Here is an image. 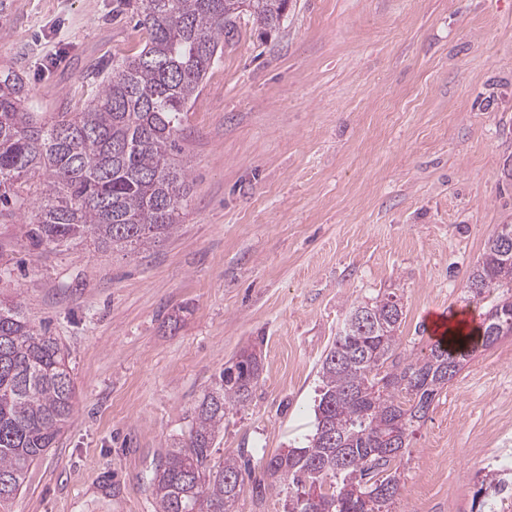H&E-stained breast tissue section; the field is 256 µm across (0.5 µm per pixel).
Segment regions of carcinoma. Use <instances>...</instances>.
<instances>
[{
  "mask_svg": "<svg viewBox=\"0 0 512 512\" xmlns=\"http://www.w3.org/2000/svg\"><path fill=\"white\" fill-rule=\"evenodd\" d=\"M241 0H143L148 42L104 75L79 112L37 119L23 77L0 72V217L24 205L18 183L40 175L25 236L34 246L92 240L102 248L146 245L177 228L189 167L181 153L184 112L237 27ZM249 17L266 35L280 28L288 0H252ZM512 252L488 239L464 291L489 300L479 340L442 341L422 357L399 352L403 306L393 292L352 303L350 329L321 360L316 430L302 447L263 460L270 486L288 487L289 512H392L402 496L403 448L453 376L479 349L512 336ZM261 361L252 353L220 371L197 403L187 436L168 447L152 478L157 512H236L248 463L212 460L226 412L247 403ZM75 388L63 349L20 305L0 302V504L19 495L30 466L53 447L73 415ZM502 483L484 472L480 491Z\"/></svg>",
  "mask_w": 512,
  "mask_h": 512,
  "instance_id": "obj_1",
  "label": "carcinoma"
}]
</instances>
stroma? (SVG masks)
Instances as JSON below:
<instances>
[{"label":"stroma","mask_w":512,"mask_h":512,"mask_svg":"<svg viewBox=\"0 0 512 512\" xmlns=\"http://www.w3.org/2000/svg\"><path fill=\"white\" fill-rule=\"evenodd\" d=\"M146 29L127 0H0V69L35 111L83 109ZM179 223L155 245L33 247L0 218V299L68 355L76 404L55 448L0 512H156L150 478L225 364L263 370L215 462L256 466L237 512H288L261 458L314 430L319 366L353 301L395 291L400 350L431 315L485 304L463 286L512 224V0H291L251 20L207 72L179 138ZM512 448V336L478 352L414 427L395 512H477L481 472ZM253 10L249 17L260 30L261 35H268L280 28L288 6V0H251Z\"/></svg>","instance_id":"stroma-1"}]
</instances>
